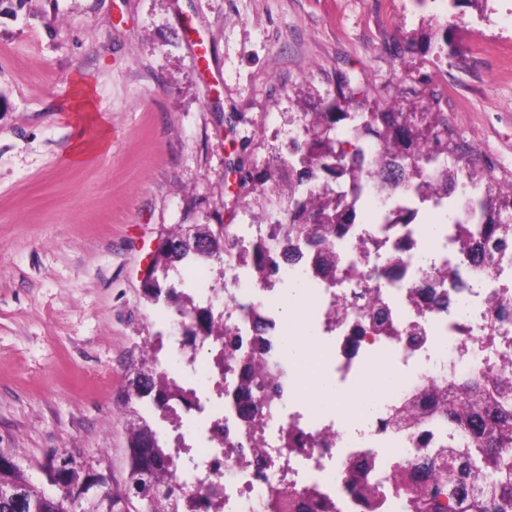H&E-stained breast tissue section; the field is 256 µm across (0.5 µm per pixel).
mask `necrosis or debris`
<instances>
[{"instance_id": "1", "label": "necrosis or debris", "mask_w": 512, "mask_h": 512, "mask_svg": "<svg viewBox=\"0 0 512 512\" xmlns=\"http://www.w3.org/2000/svg\"><path fill=\"white\" fill-rule=\"evenodd\" d=\"M456 236L452 224L433 232L425 224L358 222L331 262L324 247L277 225H242L225 243L224 285L210 298L222 308V344L205 362L183 337L171 339L183 365L208 380L195 405L173 402L184 427L159 432L169 447L192 450L178 472L188 496L210 500L218 512H274L284 499L295 512H429L394 482L406 471L425 489L434 478L430 463L448 445V416L428 387L493 380L512 353V334L503 335L496 318L497 305L512 306V271L496 276L467 265L464 287H455L448 265ZM298 280L303 301L285 312L284 290ZM370 298L380 316L365 309ZM303 334L321 375L362 389L364 416L340 418L300 392L283 349ZM256 359L276 375L262 392L251 383ZM377 374L392 379L386 394L367 390ZM367 482L379 491L370 507L353 490Z\"/></svg>"}]
</instances>
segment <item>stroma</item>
Here are the masks:
<instances>
[{"mask_svg":"<svg viewBox=\"0 0 512 512\" xmlns=\"http://www.w3.org/2000/svg\"><path fill=\"white\" fill-rule=\"evenodd\" d=\"M346 81L343 111L446 113L512 183V0H0V454L33 483L58 452L123 488L128 388L174 328L160 242L264 223L255 181Z\"/></svg>","mask_w":512,"mask_h":512,"instance_id":"1","label":"stroma"}]
</instances>
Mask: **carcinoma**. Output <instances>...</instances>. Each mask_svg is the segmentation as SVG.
<instances>
[{
	"instance_id": "1",
	"label": "carcinoma",
	"mask_w": 512,
	"mask_h": 512,
	"mask_svg": "<svg viewBox=\"0 0 512 512\" xmlns=\"http://www.w3.org/2000/svg\"><path fill=\"white\" fill-rule=\"evenodd\" d=\"M348 121L344 128L338 123ZM293 151L302 165L297 184L304 187L297 203L280 208L277 220L287 225L288 234L312 236L324 244L342 235L346 225L355 223L351 204L338 200L360 191L366 184L380 183L418 193L422 200L438 207L450 203L449 220L462 224L460 261L496 260L498 273L512 269V184L503 187L492 174L470 166L463 145L448 133L443 112H397L393 108L367 113L320 112L303 122ZM215 256L204 246L170 253L161 249L156 261L162 279L145 282V294L156 302L167 288L169 271L175 263L195 255ZM188 335L223 336L213 333L210 310L192 308ZM174 391L186 401L193 392L180 388L163 373H147L136 382V398L153 396L156 406L167 408L166 392ZM433 399L448 413V425L472 434L448 444V467H438L439 482L422 496L438 512H512V381L498 380L492 388L478 381L452 383L448 389H433ZM164 466L155 472L153 489L166 512H183L185 491L174 481L178 457L164 447L146 419L131 427L128 441V473L131 484L154 459ZM0 481L16 488L27 498L44 501L43 512H75L67 492L56 495L33 484L17 467L0 469Z\"/></svg>"
}]
</instances>
